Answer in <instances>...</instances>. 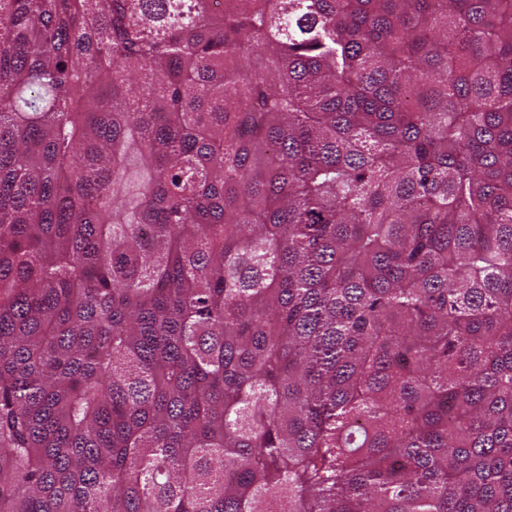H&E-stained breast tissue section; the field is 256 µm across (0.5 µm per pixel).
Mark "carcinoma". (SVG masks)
Wrapping results in <instances>:
<instances>
[{
	"label": "carcinoma",
	"mask_w": 512,
	"mask_h": 512,
	"mask_svg": "<svg viewBox=\"0 0 512 512\" xmlns=\"http://www.w3.org/2000/svg\"><path fill=\"white\" fill-rule=\"evenodd\" d=\"M0 512H512V0H0Z\"/></svg>",
	"instance_id": "cac0c4a2"
}]
</instances>
